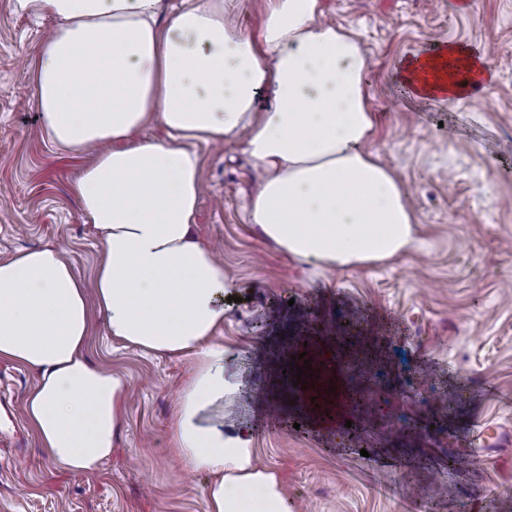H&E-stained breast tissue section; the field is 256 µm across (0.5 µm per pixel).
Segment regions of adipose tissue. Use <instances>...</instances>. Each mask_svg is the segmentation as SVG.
<instances>
[{"instance_id":"ef3b65f1","label":"adipose tissue","mask_w":512,"mask_h":512,"mask_svg":"<svg viewBox=\"0 0 512 512\" xmlns=\"http://www.w3.org/2000/svg\"><path fill=\"white\" fill-rule=\"evenodd\" d=\"M238 0H15L53 27L29 64L41 129L58 149L94 151L71 187L102 253L80 279L56 246L0 260V359L34 371L24 412L59 467L93 472L115 447L128 383L85 353L91 312L108 336L195 360L171 422V445L208 472L207 512H291L284 485L261 467L248 425L232 421L239 384L215 340L236 286L196 233L198 146L240 143L260 173L249 222L295 260L320 269L383 263L416 243L409 192L370 148L371 61L354 28L323 19L321 0H266L258 30L235 24ZM448 44L416 53L400 79L428 82ZM163 141L140 138L150 122Z\"/></svg>"}]
</instances>
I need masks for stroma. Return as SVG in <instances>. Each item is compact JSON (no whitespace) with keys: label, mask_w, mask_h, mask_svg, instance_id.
I'll use <instances>...</instances> for the list:
<instances>
[{"label":"stroma","mask_w":512,"mask_h":512,"mask_svg":"<svg viewBox=\"0 0 512 512\" xmlns=\"http://www.w3.org/2000/svg\"><path fill=\"white\" fill-rule=\"evenodd\" d=\"M322 3L329 23L359 30L372 58L371 149L410 190L417 242L359 268L296 262L247 221L258 173L241 144L200 147L198 232L239 284L217 333L243 384L234 411L294 512H512V0ZM48 27L0 0V260L50 243L88 280L101 245L70 186L93 155L43 137L28 75ZM449 43L483 54L491 81L449 104L413 98L403 62ZM315 320L359 328L350 343L362 360L349 379L365 402L348 428L314 423L288 394L275 413L261 407L275 354ZM87 353L131 386L111 457L92 473L62 470L22 425V447L0 442V512H206L210 474L170 448L193 361L113 342L98 314ZM36 381L0 360L16 415ZM483 420L501 435L475 454L470 431Z\"/></svg>","instance_id":"stroma-1"}]
</instances>
